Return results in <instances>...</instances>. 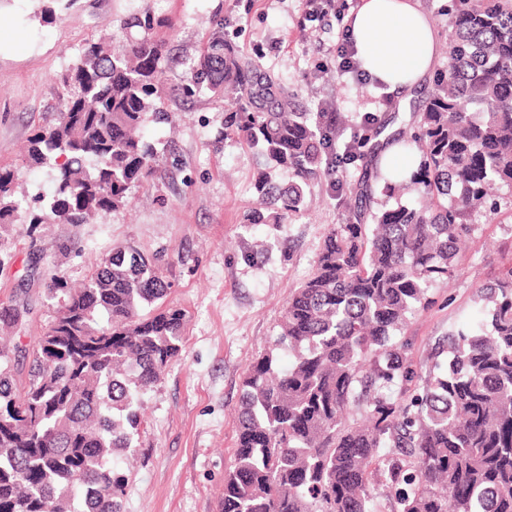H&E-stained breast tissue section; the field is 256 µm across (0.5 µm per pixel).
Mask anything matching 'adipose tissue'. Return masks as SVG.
Listing matches in <instances>:
<instances>
[{"label": "adipose tissue", "mask_w": 512, "mask_h": 512, "mask_svg": "<svg viewBox=\"0 0 512 512\" xmlns=\"http://www.w3.org/2000/svg\"><path fill=\"white\" fill-rule=\"evenodd\" d=\"M350 33L360 68L407 95L429 78L440 50L419 0H359Z\"/></svg>", "instance_id": "obj_1"}]
</instances>
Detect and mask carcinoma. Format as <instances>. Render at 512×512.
<instances>
[{
	"instance_id": "carcinoma-1",
	"label": "carcinoma",
	"mask_w": 512,
	"mask_h": 512,
	"mask_svg": "<svg viewBox=\"0 0 512 512\" xmlns=\"http://www.w3.org/2000/svg\"><path fill=\"white\" fill-rule=\"evenodd\" d=\"M448 61L434 70L410 137L409 178L381 172L383 149L342 156V127L304 112L295 94L224 35L213 19L181 91L231 103L225 126L272 168L280 187L255 185L278 224L304 207L322 179L345 208L294 289L268 350L242 380L237 440L218 512H512V265L480 285L473 320L458 322L425 374L408 356L410 317L455 259L483 208L512 187V0H458ZM144 9L123 20V41L87 40L56 76L55 118L34 128L27 158L50 169L52 195L20 213L18 172L0 166V230L91 224L130 205L153 179L164 149L146 123H174L162 78L177 61ZM362 163L359 177L350 175ZM413 186L418 207L374 210ZM169 284L156 261L117 246L78 286L56 272L54 320L22 347L13 333L29 309L0 303V512H123L144 395L183 351L186 314L154 307ZM288 350V366L280 350ZM29 362L25 381L19 361Z\"/></svg>"
}]
</instances>
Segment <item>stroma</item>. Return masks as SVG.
<instances>
[{
	"label": "stroma",
	"mask_w": 512,
	"mask_h": 512,
	"mask_svg": "<svg viewBox=\"0 0 512 512\" xmlns=\"http://www.w3.org/2000/svg\"><path fill=\"white\" fill-rule=\"evenodd\" d=\"M144 8L173 21L165 36L178 58L197 54L220 16L226 38L260 54L303 111L337 110L349 127L368 113L389 115L391 131L411 129L420 95L338 76L332 51L339 26L300 27L301 0H7L0 5V164L18 170L23 206L52 191L48 168L29 165L23 147L58 103L56 75L85 39L120 38L121 20ZM178 83L166 74L174 126L145 127L166 153L153 180L134 190L131 207L95 224H16L0 234V301L29 308L24 346L56 315L46 292L51 274L84 281L117 244L157 258L171 284L166 304L186 314L183 352L145 396L124 512H217L236 445L242 377L270 346L329 226L345 215L322 182L311 188L307 210L278 224L248 223L266 159L223 135L226 102L183 96ZM497 196L499 213L477 216L455 275L431 288L433 305L409 324L416 369L472 315L477 287L512 264V188L501 186Z\"/></svg>",
	"instance_id": "1"
}]
</instances>
